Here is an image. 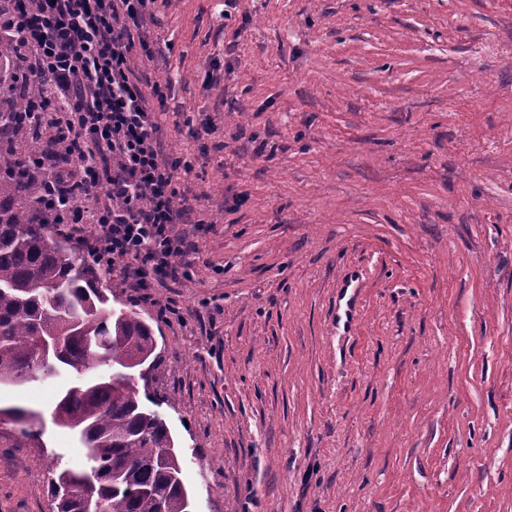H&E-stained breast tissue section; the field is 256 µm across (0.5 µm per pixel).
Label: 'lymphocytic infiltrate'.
I'll use <instances>...</instances> for the list:
<instances>
[{
	"instance_id": "1",
	"label": "lymphocytic infiltrate",
	"mask_w": 512,
	"mask_h": 512,
	"mask_svg": "<svg viewBox=\"0 0 512 512\" xmlns=\"http://www.w3.org/2000/svg\"><path fill=\"white\" fill-rule=\"evenodd\" d=\"M156 0H21L0 13L20 42L29 79L48 76L64 113H42L45 130L64 137L82 156L65 166L41 159L48 208L43 222L62 224L108 269L144 294L155 283L188 277L191 250L180 231L189 206L175 186L180 160L163 152L157 106L161 84L145 93L133 51ZM93 234H86V224Z\"/></svg>"
}]
</instances>
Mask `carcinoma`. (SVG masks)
<instances>
[{
	"mask_svg": "<svg viewBox=\"0 0 512 512\" xmlns=\"http://www.w3.org/2000/svg\"><path fill=\"white\" fill-rule=\"evenodd\" d=\"M16 40L0 33V79L15 71ZM22 87L0 102V385H25L70 374L52 421L84 448L85 465L44 458L54 512H86L85 482L94 480L99 512H191L182 458L166 422L141 395L140 368L159 367L153 327L139 314L109 305L97 261L66 237L51 236L35 214L44 185L32 161L61 140L32 134ZM15 425L8 448L40 441L44 424L21 406L0 407Z\"/></svg>",
	"mask_w": 512,
	"mask_h": 512,
	"instance_id": "cac0c4a2",
	"label": "carcinoma"
}]
</instances>
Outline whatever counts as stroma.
I'll return each instance as SVG.
<instances>
[{
    "label": "stroma",
    "mask_w": 512,
    "mask_h": 512,
    "mask_svg": "<svg viewBox=\"0 0 512 512\" xmlns=\"http://www.w3.org/2000/svg\"><path fill=\"white\" fill-rule=\"evenodd\" d=\"M144 29L193 278L107 286L155 329L192 512H512V0H163ZM59 389L0 387L47 419L0 447V512L84 462Z\"/></svg>",
    "instance_id": "stroma-1"
}]
</instances>
